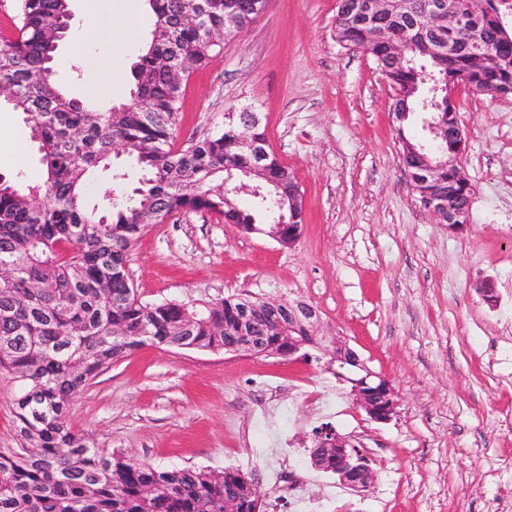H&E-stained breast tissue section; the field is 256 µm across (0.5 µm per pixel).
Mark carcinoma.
I'll list each match as a JSON object with an SVG mask.
<instances>
[{"instance_id": "obj_1", "label": "carcinoma", "mask_w": 512, "mask_h": 512, "mask_svg": "<svg viewBox=\"0 0 512 512\" xmlns=\"http://www.w3.org/2000/svg\"><path fill=\"white\" fill-rule=\"evenodd\" d=\"M437 0H403L374 15L372 22L402 35L404 48L435 72L440 84L469 83L480 91L512 94V42L500 40L506 0H486L488 8L471 15V27L446 23L424 29L420 15ZM154 16L150 39L133 65L129 101L98 112L89 102L68 98L54 79L58 42L70 18L69 0H16L11 36L0 37V87L11 91L9 107L26 115L39 144L46 179L32 193L0 176V263L15 275L0 282V365L20 383L14 399L17 448H0V512H252L256 489L232 468H162L119 456L90 444L68 425V405L88 381L120 356L147 343L225 351L242 333L265 350L287 346L288 308L252 326L243 324L244 301L227 297L203 309L179 302L143 303L128 276L130 251L141 230L170 217L209 212L224 223L265 226L304 223V207H289L295 176L275 153L265 175L266 197L243 209L224 192V168L242 171L251 159L235 139L237 122L226 116L224 130L180 149L182 85L172 69L188 60L192 70L208 65L224 47L210 34L224 30V0H148ZM203 7L199 25L182 23L190 9ZM59 33L50 38L49 32ZM336 39L358 45L374 58L395 91L394 110L402 113L398 136L408 173H421L425 140L410 139L404 128L420 118L423 102L433 98L419 70L400 69L392 49L369 41L366 27L342 20ZM452 43L446 66L434 62L435 50ZM491 48L495 60L482 59ZM144 100L147 108L136 105ZM430 110L444 138L448 113L455 106L438 97ZM120 146L141 172L129 198L115 196L107 212L85 205L92 176L110 170ZM417 197L448 193V166L418 183Z\"/></svg>"}]
</instances>
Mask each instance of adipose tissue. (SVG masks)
<instances>
[{"instance_id":"adipose-tissue-1","label":"adipose tissue","mask_w":512,"mask_h":512,"mask_svg":"<svg viewBox=\"0 0 512 512\" xmlns=\"http://www.w3.org/2000/svg\"><path fill=\"white\" fill-rule=\"evenodd\" d=\"M138 11L136 0H86L85 23L81 30L72 32L69 45L73 51H83L89 42H97L100 49L122 53L127 45Z\"/></svg>"}]
</instances>
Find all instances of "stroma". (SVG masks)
<instances>
[{
    "mask_svg": "<svg viewBox=\"0 0 512 512\" xmlns=\"http://www.w3.org/2000/svg\"><path fill=\"white\" fill-rule=\"evenodd\" d=\"M147 0L133 47L98 59L112 103L129 97L130 67L149 38ZM336 0H268L249 26L191 75L179 145L217 133L224 115L257 114L294 172L305 207L299 241L284 247L223 217L178 214L146 226L129 277L145 303L195 307L242 296L303 300L324 330L343 333L398 394L385 424L353 406L323 364L145 345L114 360L69 406L71 427L117 455L163 466L234 467L255 474L263 512H289L272 487L276 460L295 464L353 512H512V96L460 89L461 165L475 187L470 224L449 233L420 205L403 165L394 91L375 60L336 40ZM0 126V174L40 186L44 170L23 114ZM25 147L17 165L9 141ZM98 177L89 205L130 193L137 171ZM492 280L496 303L478 291ZM326 381L330 408L303 389ZM276 392L280 432L258 415ZM331 423L360 442L376 473L357 495L313 468L311 431Z\"/></svg>",
    "mask_w": 512,
    "mask_h": 512,
    "instance_id": "stroma-1",
    "label": "stroma"
}]
</instances>
